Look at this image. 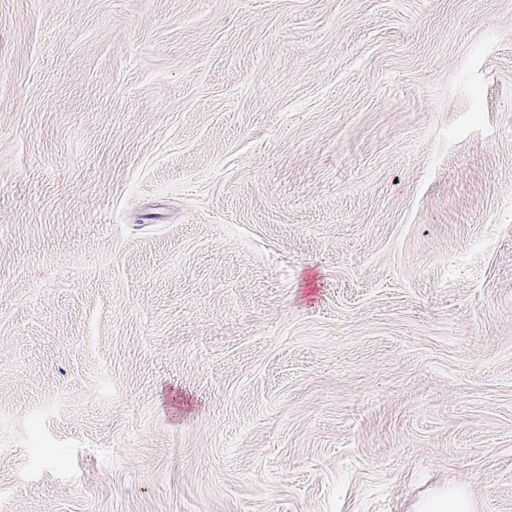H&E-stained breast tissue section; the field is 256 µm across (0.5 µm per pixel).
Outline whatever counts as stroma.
Returning a JSON list of instances; mask_svg holds the SVG:
<instances>
[{
    "label": "stroma",
    "instance_id": "1",
    "mask_svg": "<svg viewBox=\"0 0 512 512\" xmlns=\"http://www.w3.org/2000/svg\"><path fill=\"white\" fill-rule=\"evenodd\" d=\"M512 512V0H0V512ZM415 512H474V505L465 489L457 484L439 489L415 506Z\"/></svg>",
    "mask_w": 512,
    "mask_h": 512
}]
</instances>
